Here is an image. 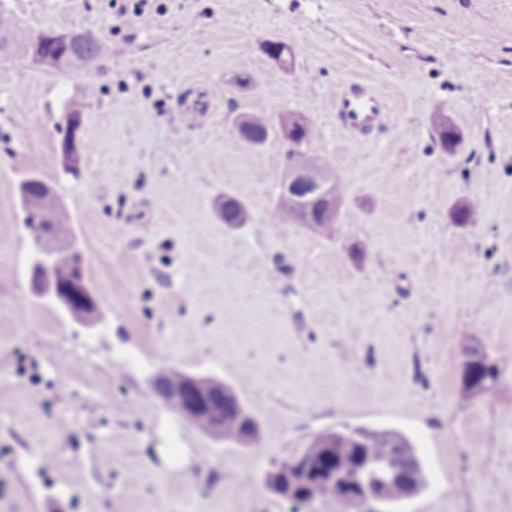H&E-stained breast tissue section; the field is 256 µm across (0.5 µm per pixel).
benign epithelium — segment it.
I'll list each match as a JSON object with an SVG mask.
<instances>
[{"mask_svg":"<svg viewBox=\"0 0 512 512\" xmlns=\"http://www.w3.org/2000/svg\"><path fill=\"white\" fill-rule=\"evenodd\" d=\"M41 35L45 47L66 54L77 46L81 32L49 29L41 31ZM35 42L33 35H17L10 41L9 49L37 60L39 56L33 50ZM306 123V117L301 113L291 119L281 116L278 122L279 134L290 145L296 146L300 127ZM335 180L336 175L333 172L314 160L306 169H296L292 166L288 168V180L284 183V190L305 192V195L300 197L304 206L298 210L297 221L303 224L313 223L311 211L316 201L324 207L336 206V196L331 191ZM52 222L56 248L46 253L39 244H34L35 257L30 272V288L39 295L49 296L56 305L66 311L78 310L84 318V324L92 326L97 320L98 303L86 277L75 281L79 295V300L76 301L73 298V291L56 287L45 275V272L59 261L81 254L76 240L68 239V227L60 211H55ZM153 387L167 404L174 407L189 422L193 421L198 413L212 407L214 399L241 414L247 413L237 394L224 388V382L213 378L186 373L183 376V385L179 389L169 390L161 379L153 381ZM308 454L317 460L316 471L326 489L334 492L336 483L346 482L345 502L350 506L387 502L385 489L393 483L404 485L405 497L408 499L417 495L423 488V483L418 477H409L392 468L388 455L375 458L360 449H354L348 454H338L332 444L315 442L308 448ZM266 482L271 490L286 497L295 492L301 479L288 475L277 467L268 473Z\"/></svg>","mask_w":512,"mask_h":512,"instance_id":"7a95c632","label":"benign epithelium"}]
</instances>
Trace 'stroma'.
I'll return each instance as SVG.
<instances>
[{"label":"stroma","mask_w":512,"mask_h":512,"mask_svg":"<svg viewBox=\"0 0 512 512\" xmlns=\"http://www.w3.org/2000/svg\"><path fill=\"white\" fill-rule=\"evenodd\" d=\"M0 7L109 46L78 75L0 58V512H291L265 472L355 429L401 433L423 466V489L385 512H512V0ZM355 89L382 123L337 111ZM73 110L89 148L68 172ZM241 112L307 117L311 154L347 188L330 232L270 223L288 145L243 142ZM32 175L82 251L94 326L30 288ZM227 194L244 223L220 215ZM470 198L475 223L455 224ZM469 349L504 365L462 401ZM163 366L230 386L260 451L166 406ZM432 124L443 149H453L458 145L460 142L459 133L448 122V118L443 113H435L432 117ZM465 353L475 355L477 357L489 358L492 364L489 371L486 373V380L478 384H470L461 379V385L458 391L460 400L467 401L479 393H486L494 390L499 384L501 377V368L498 358L491 357L489 354L478 350H467Z\"/></svg>","instance_id":"stroma-1"}]
</instances>
